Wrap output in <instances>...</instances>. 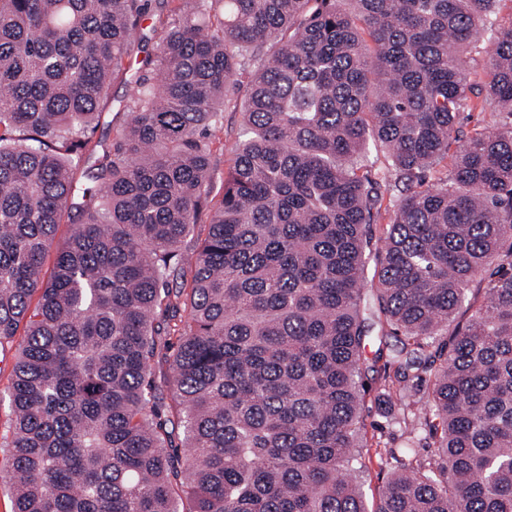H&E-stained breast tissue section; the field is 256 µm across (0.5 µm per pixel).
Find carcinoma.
I'll use <instances>...</instances> for the list:
<instances>
[{
	"mask_svg": "<svg viewBox=\"0 0 512 512\" xmlns=\"http://www.w3.org/2000/svg\"><path fill=\"white\" fill-rule=\"evenodd\" d=\"M496 2L188 0L80 181L151 0H0V346L26 336L14 512H367L364 353L382 360L389 336L379 395L399 390L432 452L388 450L400 469L376 512H512V22ZM229 108L243 125L216 206ZM467 109L506 117L454 151ZM371 152L401 192L380 246ZM224 136L220 140H216L211 145L212 152V173L209 183L210 198L213 203H218L224 192V173L233 163V153L231 146L236 140L239 126L241 123V115L239 112L228 110L224 112ZM74 220V221H73ZM75 218L73 219V216H69V219L65 218L62 224L59 225V228L57 230L56 238L47 252L44 264H45V271L48 273L50 272L52 265L54 263L55 257H56V251L61 247L64 243H66L71 236L73 229Z\"/></svg>",
	"mask_w": 512,
	"mask_h": 512,
	"instance_id": "carcinoma-1",
	"label": "carcinoma"
}]
</instances>
